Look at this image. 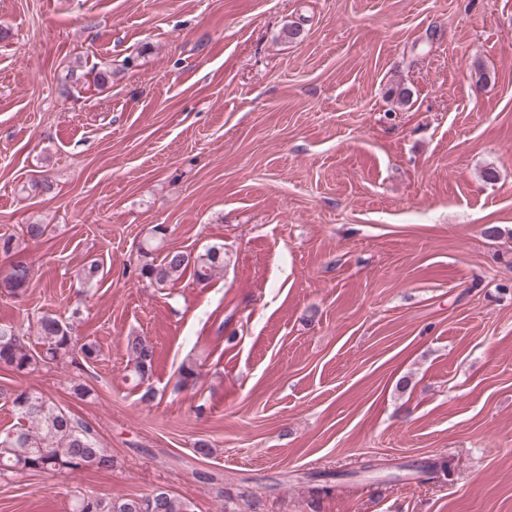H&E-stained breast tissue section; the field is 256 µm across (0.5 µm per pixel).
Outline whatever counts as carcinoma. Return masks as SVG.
Returning a JSON list of instances; mask_svg holds the SVG:
<instances>
[{"label":"carcinoma","mask_w":512,"mask_h":512,"mask_svg":"<svg viewBox=\"0 0 512 512\" xmlns=\"http://www.w3.org/2000/svg\"><path fill=\"white\" fill-rule=\"evenodd\" d=\"M199 282L210 280L224 267L223 247L212 246L191 256L184 251L170 250L157 263L140 268L141 277L163 284L180 276L187 268ZM33 277L26 263H14L0 273V288L13 297L26 293ZM39 345L42 351L31 348L25 337L15 329L0 326V366L15 371H33L42 366L75 362L81 353L85 363L95 361L100 350L93 342L76 347L69 324L45 315L39 320ZM127 351L134 362L139 378L152 370L153 348L141 336L127 338ZM0 398L10 402L18 426L0 435V476L18 474L39 475L72 471L80 468L109 470L112 454L101 446L97 430L88 422L76 418L53 400L26 390L0 391ZM414 479L424 482L439 472L449 471L448 461L438 460V466L425 461L411 468ZM74 512H194L192 503L159 487L145 496L105 498L94 494L77 497Z\"/></svg>","instance_id":"obj_1"}]
</instances>
